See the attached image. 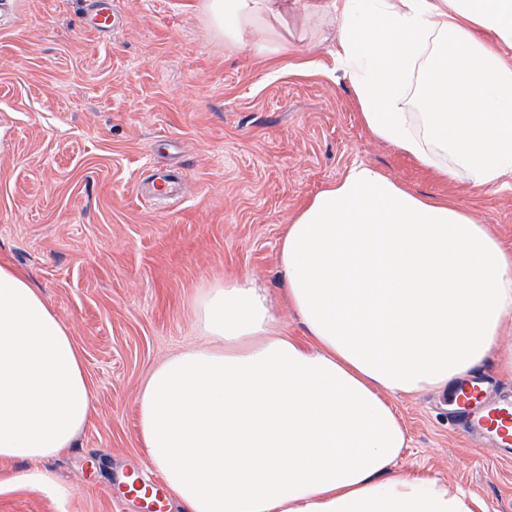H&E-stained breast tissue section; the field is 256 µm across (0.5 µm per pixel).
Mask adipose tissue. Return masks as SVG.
<instances>
[{
	"instance_id": "obj_1",
	"label": "adipose tissue",
	"mask_w": 512,
	"mask_h": 512,
	"mask_svg": "<svg viewBox=\"0 0 512 512\" xmlns=\"http://www.w3.org/2000/svg\"><path fill=\"white\" fill-rule=\"evenodd\" d=\"M288 0H207L227 45L293 48L268 22ZM338 24L336 77L360 120L441 180L512 176V0H310ZM306 341L266 296L229 279L196 306L204 344L150 372L140 438L182 512H488L475 494L397 475L406 445L391 396L512 374V251L466 208L360 162L296 209L279 250ZM92 416L81 351L44 296L0 263V461L57 501L39 464Z\"/></svg>"
}]
</instances>
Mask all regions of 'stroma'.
Here are the masks:
<instances>
[{
	"instance_id": "stroma-1",
	"label": "stroma",
	"mask_w": 512,
	"mask_h": 512,
	"mask_svg": "<svg viewBox=\"0 0 512 512\" xmlns=\"http://www.w3.org/2000/svg\"><path fill=\"white\" fill-rule=\"evenodd\" d=\"M98 35L90 0H10L0 15V261L46 297L81 349L93 415L73 448L44 461L71 496L9 486L0 512H148L129 472L158 476L137 402L158 363L198 344L195 302L210 285L265 288L283 332L305 340L278 253L288 217L362 162L413 192L452 198L512 250V188L437 179L375 139L334 70L336 29L290 22L288 57L226 46L205 0H110ZM178 172L171 197L154 175ZM407 431L396 472L421 473L512 512V461L453 429L450 394L394 398Z\"/></svg>"
}]
</instances>
